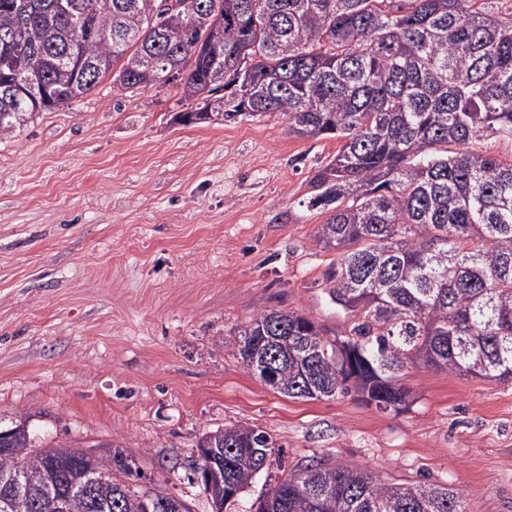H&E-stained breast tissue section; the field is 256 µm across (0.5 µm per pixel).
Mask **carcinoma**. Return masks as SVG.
Here are the masks:
<instances>
[{"label":"carcinoma","instance_id":"cac0c4a2","mask_svg":"<svg viewBox=\"0 0 512 512\" xmlns=\"http://www.w3.org/2000/svg\"><path fill=\"white\" fill-rule=\"evenodd\" d=\"M0 0V136L67 108L112 76L122 90L173 82L195 107L181 125L267 112L298 136L343 141L312 180L339 251L333 294L358 321L340 333L290 311L257 314L232 340L246 369L273 361L290 398L356 393L383 411L409 398L405 370L512 379V159L472 149L512 138V19L478 0ZM224 95H219V92ZM224 500L268 465L274 442L244 425L213 432ZM36 443L19 417L0 474L29 491L9 512H189L130 489L118 449L93 461ZM258 512H468L438 484L385 483L345 464L279 479Z\"/></svg>","mask_w":512,"mask_h":512}]
</instances>
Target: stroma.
Wrapping results in <instances>:
<instances>
[{
	"label": "stroma",
	"instance_id": "35a3bbf8",
	"mask_svg": "<svg viewBox=\"0 0 512 512\" xmlns=\"http://www.w3.org/2000/svg\"><path fill=\"white\" fill-rule=\"evenodd\" d=\"M177 88L104 81L0 137V429L118 445L137 477L213 512L188 463L203 434L268 433L270 464L231 512L291 471L348 464L385 483L450 487L468 512H512V380L408 370L399 413L351 396L287 397L229 340L258 313L351 328L317 241L313 176L341 146L269 112L177 124Z\"/></svg>",
	"mask_w": 512,
	"mask_h": 512
}]
</instances>
